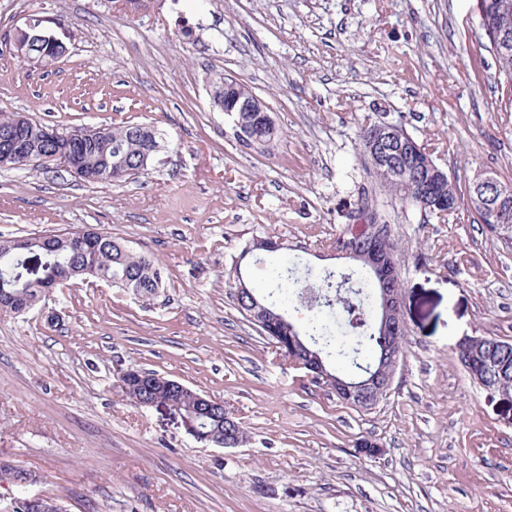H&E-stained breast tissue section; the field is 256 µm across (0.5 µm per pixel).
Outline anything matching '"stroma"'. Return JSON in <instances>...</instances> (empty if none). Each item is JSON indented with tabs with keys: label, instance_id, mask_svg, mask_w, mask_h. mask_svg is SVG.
<instances>
[{
	"label": "stroma",
	"instance_id": "35a3bbf8",
	"mask_svg": "<svg viewBox=\"0 0 512 512\" xmlns=\"http://www.w3.org/2000/svg\"><path fill=\"white\" fill-rule=\"evenodd\" d=\"M39 17L67 45L31 67L7 47ZM230 75L264 99L267 152L214 110ZM59 127L148 124V171L89 184L64 168H0V237L96 225L151 255L145 299L104 281L0 313V457L68 512H512V395L463 368L466 336L512 341V245L467 208L424 215L383 187L361 125L403 124L459 187L512 183L505 111L476 0H0V113ZM371 199L399 245L407 336L390 393L343 404L239 312L227 284L258 236L313 282L349 273L341 234ZM221 400L247 441H197L180 418L118 392L129 366ZM370 439L378 449L359 448Z\"/></svg>",
	"mask_w": 512,
	"mask_h": 512
}]
</instances>
